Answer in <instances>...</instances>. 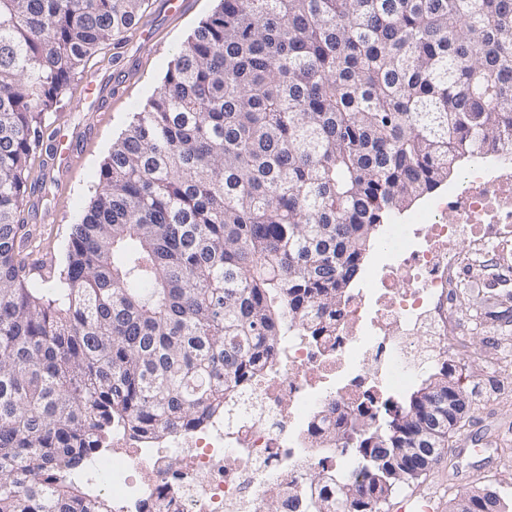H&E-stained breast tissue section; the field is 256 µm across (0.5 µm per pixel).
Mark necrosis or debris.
Returning <instances> with one entry per match:
<instances>
[{"mask_svg": "<svg viewBox=\"0 0 512 512\" xmlns=\"http://www.w3.org/2000/svg\"><path fill=\"white\" fill-rule=\"evenodd\" d=\"M511 242L512 165L474 162L410 223L385 226L378 262L328 332L295 322L278 359L227 396L230 417L165 442L113 431L85 495L109 497L112 512H261L277 488L308 498L317 465L352 473L353 456L328 429L396 402L425 364L459 359L448 329L454 273Z\"/></svg>", "mask_w": 512, "mask_h": 512, "instance_id": "1", "label": "necrosis or debris"}]
</instances>
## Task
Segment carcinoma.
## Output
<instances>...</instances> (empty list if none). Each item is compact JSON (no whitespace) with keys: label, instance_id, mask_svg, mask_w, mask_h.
I'll use <instances>...</instances> for the list:
<instances>
[{"label":"carcinoma","instance_id":"carcinoma-1","mask_svg":"<svg viewBox=\"0 0 512 512\" xmlns=\"http://www.w3.org/2000/svg\"><path fill=\"white\" fill-rule=\"evenodd\" d=\"M145 0H0V512H110L71 475L112 430L224 410L334 314L378 227L512 153V0H219L112 143L63 266L25 260L48 114ZM52 284L36 288L34 279ZM448 364L346 435L305 512H387L455 432Z\"/></svg>","mask_w":512,"mask_h":512}]
</instances>
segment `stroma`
I'll list each match as a JSON object with an SVG mask.
<instances>
[{
    "mask_svg": "<svg viewBox=\"0 0 512 512\" xmlns=\"http://www.w3.org/2000/svg\"><path fill=\"white\" fill-rule=\"evenodd\" d=\"M216 4L192 0L186 12L173 15L166 0H146L141 17L150 24L152 41L133 31L105 44L67 87L48 121L75 152L64 165L42 148L31 157L36 188L26 219L35 229L36 246L30 262L64 264L72 226L95 192L113 141L161 84L173 53ZM448 313L467 355L452 377L468 392L472 411L452 437L456 464L440 458L420 486L434 494L441 512L449 510V490L473 489L479 473L495 475L500 488L512 492V260L502 265L489 255L482 264L460 267Z\"/></svg>",
    "mask_w": 512,
    "mask_h": 512,
    "instance_id": "1",
    "label": "stroma"
}]
</instances>
